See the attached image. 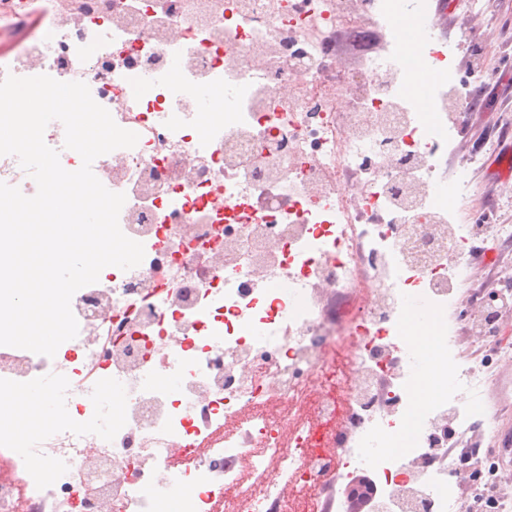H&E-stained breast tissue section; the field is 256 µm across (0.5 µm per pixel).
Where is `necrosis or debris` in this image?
Returning <instances> with one entry per match:
<instances>
[{
  "mask_svg": "<svg viewBox=\"0 0 512 512\" xmlns=\"http://www.w3.org/2000/svg\"><path fill=\"white\" fill-rule=\"evenodd\" d=\"M421 0H60L29 37L28 0H0L7 75L88 85L135 147L92 169L126 201L123 233L142 263L79 289L75 339L54 357L0 346V397L45 385L56 415L15 453L0 420V512H299L323 477L366 470L388 512L427 502L465 512L448 441L472 429L475 368L457 361L466 247L512 240L511 224H463L438 189L448 145L474 106L458 46L423 38L417 68L393 34ZM357 58L341 63L343 52ZM429 80L427 113L404 91ZM371 289L332 313L321 289ZM436 321L437 396L403 454L386 436L413 405L409 299ZM355 341L338 357V336ZM177 379L169 391L164 378ZM310 418L282 436L271 399ZM249 458L262 481L235 469ZM291 486V497L281 494Z\"/></svg>",
  "mask_w": 512,
  "mask_h": 512,
  "instance_id": "necrosis-or-debris-1",
  "label": "necrosis or debris"
}]
</instances>
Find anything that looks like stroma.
I'll return each mask as SVG.
<instances>
[{
  "label": "stroma",
  "instance_id": "35a3bbf8",
  "mask_svg": "<svg viewBox=\"0 0 512 512\" xmlns=\"http://www.w3.org/2000/svg\"><path fill=\"white\" fill-rule=\"evenodd\" d=\"M444 34L454 38L464 29L484 30L481 57L488 79L474 84L475 109L466 118L460 136L448 149V171H466L472 183V212L489 213L492 223L512 225V176L498 168L497 152L491 141L506 136L512 145V0H490V13L473 10L468 0H425ZM462 293L473 296L501 289L504 270L512 269V243L490 239L473 241ZM461 333L457 349L461 363L472 360L481 351L484 372L476 392L480 415L496 416L498 424L512 428V348L499 353L495 348H480L464 320H457ZM455 459L467 460L479 475H494L498 484L512 489V453L498 448L493 437H474L459 443Z\"/></svg>",
  "mask_w": 512,
  "mask_h": 512
}]
</instances>
